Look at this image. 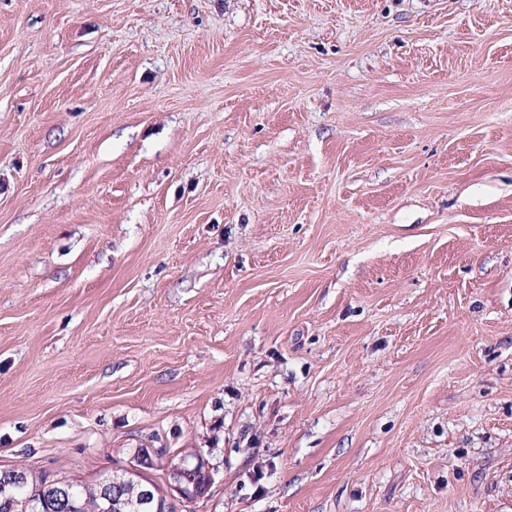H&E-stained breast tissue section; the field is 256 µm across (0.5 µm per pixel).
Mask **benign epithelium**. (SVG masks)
<instances>
[{
	"instance_id": "obj_1",
	"label": "benign epithelium",
	"mask_w": 512,
	"mask_h": 512,
	"mask_svg": "<svg viewBox=\"0 0 512 512\" xmlns=\"http://www.w3.org/2000/svg\"><path fill=\"white\" fill-rule=\"evenodd\" d=\"M165 462L169 480L167 490L161 491L147 477V471ZM213 483V467L197 449L176 457L160 448H137L132 464L119 472H112L94 482L97 497L104 506L116 504L126 512H157L155 505L166 500L168 512H176V503L191 502L207 495ZM28 485V473L14 466L4 469L0 478V498L12 499ZM28 512H84L82 497L73 484L54 479L44 483L27 500Z\"/></svg>"
}]
</instances>
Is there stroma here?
I'll return each mask as SVG.
<instances>
[{
  "label": "stroma",
  "mask_w": 512,
  "mask_h": 512,
  "mask_svg": "<svg viewBox=\"0 0 512 512\" xmlns=\"http://www.w3.org/2000/svg\"><path fill=\"white\" fill-rule=\"evenodd\" d=\"M137 448L512 512V0H0V465Z\"/></svg>",
  "instance_id": "obj_1"
}]
</instances>
